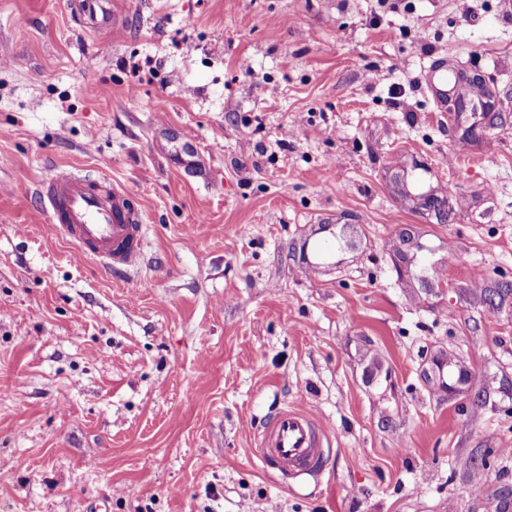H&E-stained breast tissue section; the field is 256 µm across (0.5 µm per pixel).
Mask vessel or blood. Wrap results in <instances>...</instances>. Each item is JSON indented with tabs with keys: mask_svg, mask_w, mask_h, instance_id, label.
<instances>
[{
	"mask_svg": "<svg viewBox=\"0 0 512 512\" xmlns=\"http://www.w3.org/2000/svg\"><path fill=\"white\" fill-rule=\"evenodd\" d=\"M73 10L77 21L93 30L115 28L109 0H74ZM39 193L52 235L71 246L75 261L91 259L111 273L127 272L140 263L145 214L106 175L58 170L41 182ZM331 434L321 420L286 405L268 417L255 446L266 470L282 483L315 480L332 452Z\"/></svg>",
	"mask_w": 512,
	"mask_h": 512,
	"instance_id": "b4317fda",
	"label": "vessel or blood"
}]
</instances>
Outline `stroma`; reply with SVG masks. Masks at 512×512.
Returning a JSON list of instances; mask_svg holds the SVG:
<instances>
[{"instance_id": "35a3bbf8", "label": "stroma", "mask_w": 512, "mask_h": 512, "mask_svg": "<svg viewBox=\"0 0 512 512\" xmlns=\"http://www.w3.org/2000/svg\"><path fill=\"white\" fill-rule=\"evenodd\" d=\"M116 2L0 0V512H512V0ZM66 166L141 205L136 271L50 234ZM283 405L319 481L253 446ZM110 0H77L72 2L78 22L95 31H114L115 16L112 15ZM330 427L308 412L283 406L276 409L255 437L267 471L282 483L318 479L332 452Z\"/></svg>"}]
</instances>
